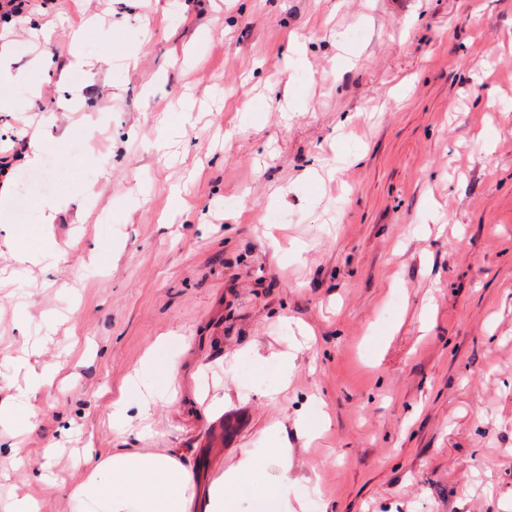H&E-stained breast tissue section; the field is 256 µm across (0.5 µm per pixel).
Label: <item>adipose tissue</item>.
I'll return each instance as SVG.
<instances>
[{
  "mask_svg": "<svg viewBox=\"0 0 512 512\" xmlns=\"http://www.w3.org/2000/svg\"><path fill=\"white\" fill-rule=\"evenodd\" d=\"M169 385L170 378L165 374L132 378L127 397L113 404V425H120L132 403L141 416H149L153 396ZM275 456L280 467L277 479L261 481L258 460L246 456L216 476L206 495L198 500L191 490L189 475L172 457L116 452L95 463L89 480L73 488L70 495L82 512H187L191 505L198 512H235L236 494L250 491L257 484L261 491L250 512H310L309 500L288 497L290 448L278 446Z\"/></svg>",
  "mask_w": 512,
  "mask_h": 512,
  "instance_id": "ef3b65f1",
  "label": "adipose tissue"
}]
</instances>
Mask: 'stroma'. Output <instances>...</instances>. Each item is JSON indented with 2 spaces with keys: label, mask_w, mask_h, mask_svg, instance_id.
<instances>
[{
  "label": "stroma",
  "mask_w": 512,
  "mask_h": 512,
  "mask_svg": "<svg viewBox=\"0 0 512 512\" xmlns=\"http://www.w3.org/2000/svg\"><path fill=\"white\" fill-rule=\"evenodd\" d=\"M16 41L52 65L0 107V406L56 371L0 507L79 512L87 448L274 479L277 437L328 512H512V0H52ZM149 359L175 398L113 427Z\"/></svg>",
  "instance_id": "1"
}]
</instances>
